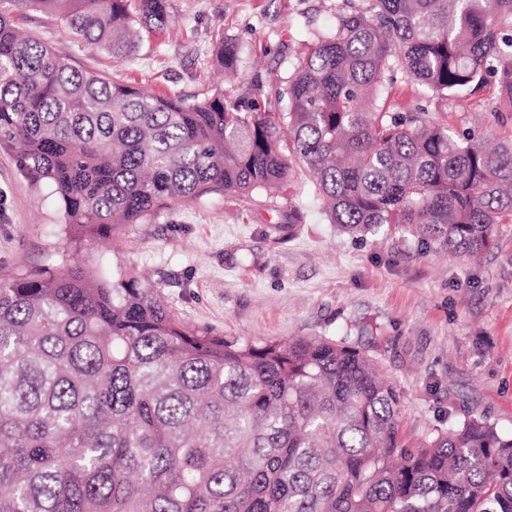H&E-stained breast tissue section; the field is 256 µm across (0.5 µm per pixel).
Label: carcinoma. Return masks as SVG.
Listing matches in <instances>:
<instances>
[{"instance_id":"carcinoma-1","label":"carcinoma","mask_w":512,"mask_h":512,"mask_svg":"<svg viewBox=\"0 0 512 512\" xmlns=\"http://www.w3.org/2000/svg\"><path fill=\"white\" fill-rule=\"evenodd\" d=\"M257 98L188 102L63 63L14 11L130 60L169 0H0V149L62 213L59 265L0 268V512H512V434L485 414L413 444L375 361L328 336L286 343L184 322L81 243L206 195L271 194L294 158L330 223L403 224L468 262L512 220V141L389 99L394 75L512 112V0H342ZM242 49L219 39L220 68Z\"/></svg>"}]
</instances>
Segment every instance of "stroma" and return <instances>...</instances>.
I'll use <instances>...</instances> for the list:
<instances>
[{
  "label": "stroma",
  "instance_id": "35a3bbf8",
  "mask_svg": "<svg viewBox=\"0 0 512 512\" xmlns=\"http://www.w3.org/2000/svg\"><path fill=\"white\" fill-rule=\"evenodd\" d=\"M335 3L171 0L169 24L128 65L73 42L59 17L20 8L15 19L70 66L191 101L211 87L236 96L244 79L286 76L308 32L335 25ZM220 36L243 47L239 78H224L213 62ZM390 95L453 128L485 127L494 140H512V114L495 112V89L466 106L420 95L401 75ZM290 223L292 238L277 242L274 225ZM60 224L48 189L0 150V267L45 266ZM122 240L120 250L97 242L83 254L104 269L146 275L185 322L254 341L333 336L364 351L397 386L411 440L469 413L512 432V223L497 225L492 246L464 264L394 224L362 242L329 223L297 174L270 195L176 206Z\"/></svg>",
  "mask_w": 512,
  "mask_h": 512
}]
</instances>
